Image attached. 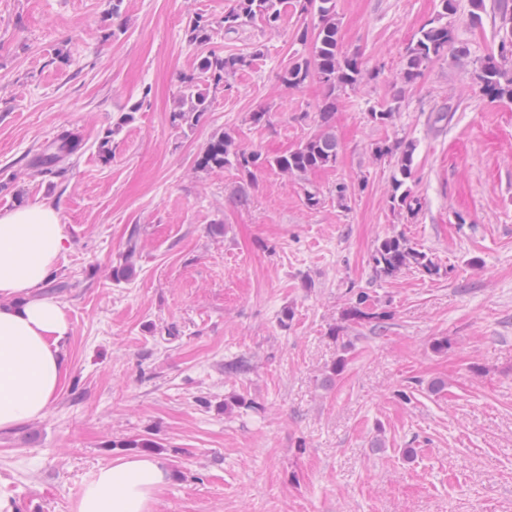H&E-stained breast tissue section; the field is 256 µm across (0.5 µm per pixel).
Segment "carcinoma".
<instances>
[{
	"instance_id": "carcinoma-1",
	"label": "carcinoma",
	"mask_w": 512,
	"mask_h": 512,
	"mask_svg": "<svg viewBox=\"0 0 512 512\" xmlns=\"http://www.w3.org/2000/svg\"><path fill=\"white\" fill-rule=\"evenodd\" d=\"M441 11L424 24L406 49L404 64L399 77V88L391 102L384 108L370 113L371 122L386 126L393 120L405 87L418 80L423 71L431 64L452 54L458 58L467 55L465 48L456 45L455 30L444 18L457 11L456 0H440ZM286 0H233V4L224 12L220 26L227 33L236 32L260 18L269 24L277 22ZM294 9L302 14H314L319 19L317 31L312 33L303 27L297 33L301 44H312L311 56L297 57L289 62L282 76L283 84L288 88H297L310 79L317 80L325 89L320 106V129L288 153L269 160L254 152H246L236 147L233 138L224 133L213 136L197 160L202 170L221 169L233 164L239 170L252 174V170L269 165L289 176H302L309 172L331 167L336 164L338 144L329 125L336 112V92L362 83L367 73L363 69L360 57L341 50L338 39L335 0H293ZM499 31L498 55L484 58L476 79L480 91L491 100L512 99V10L501 3L497 7ZM185 37L189 44L203 46L212 38V22L202 16L192 18L186 29ZM253 56L211 50L200 60L197 72L184 78L183 90L178 107L173 111L172 122L192 126L209 111L210 99L204 85H219L230 74L250 67ZM54 151H42L29 161V167L43 174L59 164L71 159L81 149V138L74 132L65 131L57 135L53 142ZM413 143L393 146H378L375 156L398 154L397 166L400 177L394 179L390 203L409 211L414 210L412 189L406 185L411 178ZM135 236L128 240L123 262L112 268L116 280L133 275V258L136 254ZM371 264L374 272L380 276L393 277L401 270L413 268L430 278L441 275V267L432 255L415 246L402 234L386 236L377 241L372 254ZM347 320L356 324H379L386 318V312L369 304V295L357 294L354 303L344 310ZM351 343H342L341 353L326 376V383L333 385L348 365L347 354Z\"/></svg>"
}]
</instances>
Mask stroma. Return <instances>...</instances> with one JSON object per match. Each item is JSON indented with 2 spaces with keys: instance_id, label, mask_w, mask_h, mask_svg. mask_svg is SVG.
I'll use <instances>...</instances> for the list:
<instances>
[{
  "instance_id": "1",
  "label": "stroma",
  "mask_w": 512,
  "mask_h": 512,
  "mask_svg": "<svg viewBox=\"0 0 512 512\" xmlns=\"http://www.w3.org/2000/svg\"><path fill=\"white\" fill-rule=\"evenodd\" d=\"M231 3L0 0V211L56 207L67 249L47 293L71 325L47 414L0 432V494L16 512H74L102 466L131 456L125 441L148 437L171 473L154 512H512V101L474 80L497 26L458 0L466 57L428 66L382 127L369 114L439 0H336L343 50L374 75L340 95L336 164L249 176L196 160L219 132L272 158L318 130L321 84L281 82L318 18L286 10L186 41L190 18L220 21ZM211 49L257 58L210 89L196 125H175ZM64 130L81 152L33 175ZM399 140L416 146L411 212L390 204L394 158L375 155ZM394 234L442 276H377L373 247ZM132 236L134 274L115 280ZM362 291L388 311L382 328L343 321ZM345 340L348 366L326 385ZM238 358L247 371L225 372ZM235 397L251 408L225 409Z\"/></svg>"
}]
</instances>
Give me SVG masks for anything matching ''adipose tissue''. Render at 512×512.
<instances>
[{
    "label": "adipose tissue",
    "instance_id": "ef3b65f1",
    "mask_svg": "<svg viewBox=\"0 0 512 512\" xmlns=\"http://www.w3.org/2000/svg\"><path fill=\"white\" fill-rule=\"evenodd\" d=\"M65 242L51 204L0 212V431L43 417L66 379L70 322L43 293ZM168 477L151 455L114 461L85 486L75 512H153Z\"/></svg>",
    "mask_w": 512,
    "mask_h": 512
}]
</instances>
